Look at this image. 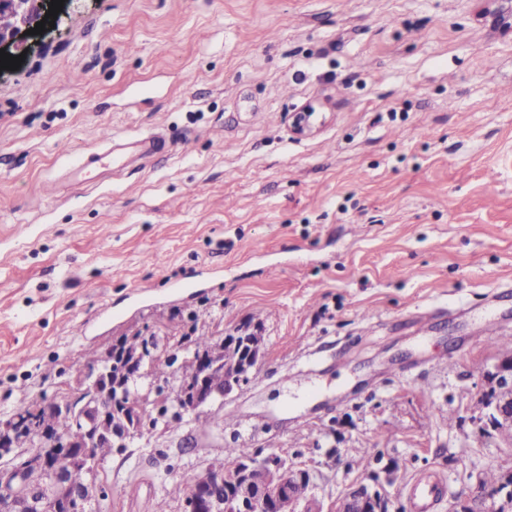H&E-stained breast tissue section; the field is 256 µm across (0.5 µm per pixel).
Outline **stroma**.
Returning a JSON list of instances; mask_svg holds the SVG:
<instances>
[{"instance_id": "35a3bbf8", "label": "stroma", "mask_w": 512, "mask_h": 512, "mask_svg": "<svg viewBox=\"0 0 512 512\" xmlns=\"http://www.w3.org/2000/svg\"><path fill=\"white\" fill-rule=\"evenodd\" d=\"M495 0H75L0 74V419L69 395L121 336L259 325L253 378L209 417L108 457L109 512L230 446L315 470L323 512L512 469L482 371L512 336V30ZM324 122L295 136L305 107ZM161 134L107 184L67 171ZM334 512H386L388 503L378 490L365 485L351 488L336 501Z\"/></svg>"}]
</instances>
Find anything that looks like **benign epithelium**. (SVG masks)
I'll return each instance as SVG.
<instances>
[{"label": "benign epithelium", "mask_w": 512, "mask_h": 512, "mask_svg": "<svg viewBox=\"0 0 512 512\" xmlns=\"http://www.w3.org/2000/svg\"><path fill=\"white\" fill-rule=\"evenodd\" d=\"M49 2L51 0H0V17L9 18L8 24H0V49L13 56L27 50L31 36L26 31L42 20ZM320 124L319 113L306 108L293 114L291 130L297 136L307 137L314 134ZM258 333L253 327L225 334L222 343L234 353L231 360L224 358L221 349L200 351L197 375L180 382L174 389V412L182 416L200 415L248 382L263 354L264 344L255 339ZM483 376V410L478 414L482 431L494 434L512 429V356H499L483 371ZM99 381L97 366H87L75 393L67 401L50 399L43 407L74 413V405L86 392V384L91 382L97 396V420L109 423L108 429L93 433L87 428L84 438L79 440L60 433L47 441V447L52 449L50 453L19 452L16 454L18 465L1 473L0 482L5 484L28 465H34L44 472L54 489V508L62 507L66 512H72L73 504L86 501L94 492L100 497L106 493L103 487L85 491L73 486L69 473L79 468L95 472L101 464L95 454L99 441L105 438L117 449L128 446L143 434L147 413L131 402H124L122 393L116 391L118 385L101 389ZM206 473L205 481L190 484L185 498L187 512H322L314 495L305 499L298 496V486L306 484L311 490L315 487V474L303 464L253 456L236 464L234 477L228 484L224 483V465L210 466ZM477 485L480 494L453 502L450 512H512V470L498 471L491 487L480 481ZM334 512H388V503L381 492L359 485L336 501Z\"/></svg>", "instance_id": "1"}]
</instances>
